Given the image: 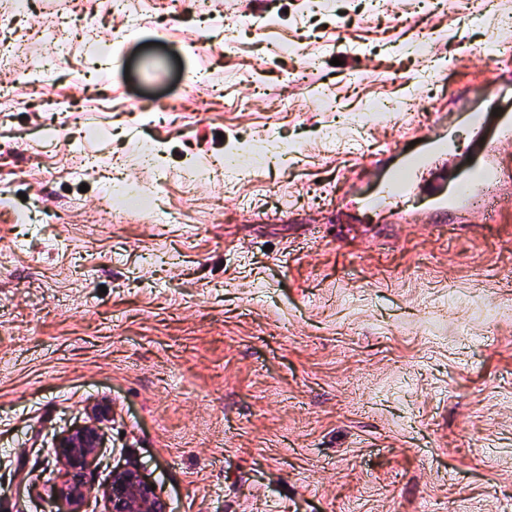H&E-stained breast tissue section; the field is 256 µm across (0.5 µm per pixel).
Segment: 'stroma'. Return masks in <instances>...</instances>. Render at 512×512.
Segmentation results:
<instances>
[{
  "instance_id": "1",
  "label": "stroma",
  "mask_w": 512,
  "mask_h": 512,
  "mask_svg": "<svg viewBox=\"0 0 512 512\" xmlns=\"http://www.w3.org/2000/svg\"><path fill=\"white\" fill-rule=\"evenodd\" d=\"M14 3L0 50L39 71H0V512H68L84 425V512L130 466L168 512H512V59L485 57L512 0H84L104 56L72 0ZM273 139L287 166L225 177ZM489 156L493 219L433 204ZM129 181L158 205L123 221ZM432 156L411 157L405 164L406 175L388 181L369 202L377 210L390 212L411 190L414 178L432 164ZM101 439L93 426L73 428L62 434L56 441L54 451L71 472V480L57 489L71 509L70 512H82L86 493V474L92 461L99 455Z\"/></svg>"
}]
</instances>
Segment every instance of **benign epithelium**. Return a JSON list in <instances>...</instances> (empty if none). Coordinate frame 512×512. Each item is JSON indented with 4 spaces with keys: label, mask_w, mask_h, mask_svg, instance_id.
<instances>
[{
    "label": "benign epithelium",
    "mask_w": 512,
    "mask_h": 512,
    "mask_svg": "<svg viewBox=\"0 0 512 512\" xmlns=\"http://www.w3.org/2000/svg\"><path fill=\"white\" fill-rule=\"evenodd\" d=\"M101 439L93 426L73 428L56 441L54 451L71 472V480L57 489L70 512H83L87 493L86 474L99 455ZM106 512H167L162 496L134 467L112 473L106 492Z\"/></svg>",
    "instance_id": "obj_1"
}]
</instances>
